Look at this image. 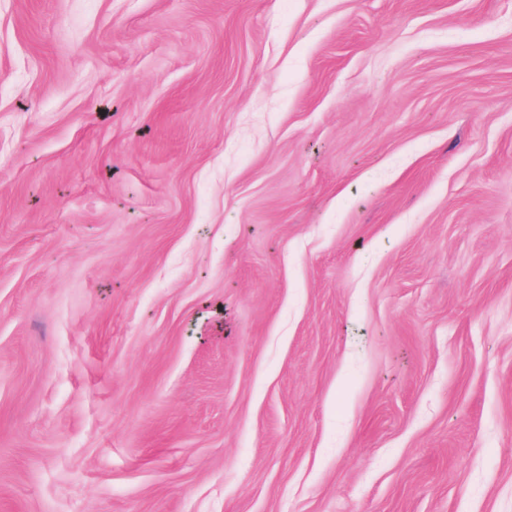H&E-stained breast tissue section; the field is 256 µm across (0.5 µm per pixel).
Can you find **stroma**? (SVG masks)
I'll return each mask as SVG.
<instances>
[{"instance_id": "35a3bbf8", "label": "stroma", "mask_w": 512, "mask_h": 512, "mask_svg": "<svg viewBox=\"0 0 512 512\" xmlns=\"http://www.w3.org/2000/svg\"><path fill=\"white\" fill-rule=\"evenodd\" d=\"M0 512H512V0H0Z\"/></svg>"}]
</instances>
